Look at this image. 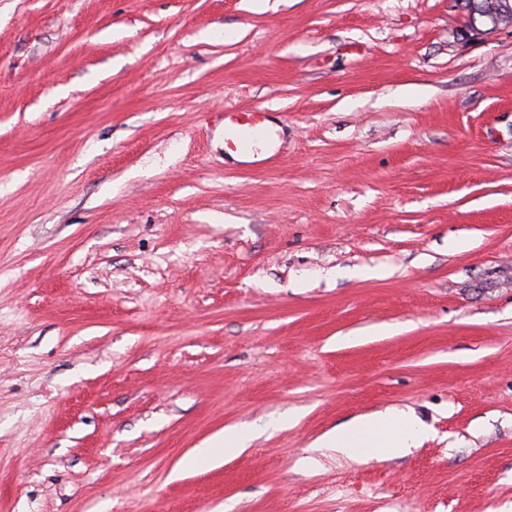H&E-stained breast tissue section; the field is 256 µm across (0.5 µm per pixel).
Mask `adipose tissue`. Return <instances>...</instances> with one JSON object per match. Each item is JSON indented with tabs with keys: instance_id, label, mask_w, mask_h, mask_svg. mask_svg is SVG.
Here are the masks:
<instances>
[{
	"instance_id": "ef3b65f1",
	"label": "adipose tissue",
	"mask_w": 512,
	"mask_h": 512,
	"mask_svg": "<svg viewBox=\"0 0 512 512\" xmlns=\"http://www.w3.org/2000/svg\"><path fill=\"white\" fill-rule=\"evenodd\" d=\"M427 434L412 415L402 411L375 412L327 432L317 447L331 448L350 460L391 458L406 454Z\"/></svg>"
}]
</instances>
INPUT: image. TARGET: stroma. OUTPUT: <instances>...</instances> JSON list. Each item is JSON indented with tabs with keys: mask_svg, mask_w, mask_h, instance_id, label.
Returning <instances> with one entry per match:
<instances>
[{
	"mask_svg": "<svg viewBox=\"0 0 512 512\" xmlns=\"http://www.w3.org/2000/svg\"><path fill=\"white\" fill-rule=\"evenodd\" d=\"M386 408L430 436L313 451ZM0 512H512V27L0 0ZM246 119L239 118V112L224 113V143L234 153L250 157L251 163L261 164L269 159L260 154L258 145L269 138L264 112H255ZM261 117V118H260ZM252 438H247L238 427L225 428L224 433H219L204 443V448H196L194 459L204 461L209 459L217 450H222L224 457H233L247 448V443Z\"/></svg>",
	"mask_w": 512,
	"mask_h": 512,
	"instance_id": "35a3bbf8",
	"label": "stroma"
}]
</instances>
